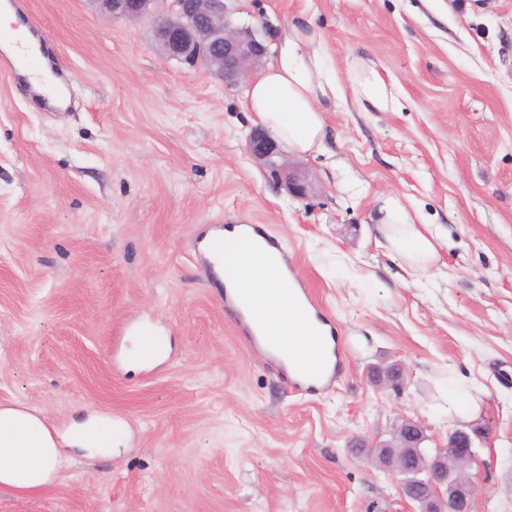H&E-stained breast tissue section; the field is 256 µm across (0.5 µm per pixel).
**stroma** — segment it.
<instances>
[{"label": "stroma", "mask_w": 512, "mask_h": 512, "mask_svg": "<svg viewBox=\"0 0 512 512\" xmlns=\"http://www.w3.org/2000/svg\"><path fill=\"white\" fill-rule=\"evenodd\" d=\"M90 0H17L66 81L52 107L0 48V403L67 427L120 421L111 455H75L0 512H411L372 443L402 419L426 448L453 370L487 392L470 471L474 512H512V0H227V20L274 43L312 21L338 77L372 60L395 112L330 109L295 198L251 157L245 84L161 53L155 22ZM399 193L440 260L410 276L377 242L375 197ZM257 224L294 256L336 327L341 371L317 392L248 343L199 249ZM149 323L164 359L128 366ZM400 369L394 389L372 371Z\"/></svg>", "instance_id": "obj_1"}]
</instances>
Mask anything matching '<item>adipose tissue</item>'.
Returning a JSON list of instances; mask_svg holds the SVG:
<instances>
[{"instance_id":"obj_1","label":"adipose tissue","mask_w":512,"mask_h":512,"mask_svg":"<svg viewBox=\"0 0 512 512\" xmlns=\"http://www.w3.org/2000/svg\"><path fill=\"white\" fill-rule=\"evenodd\" d=\"M330 55L321 36L307 20L287 25L274 46L273 62L250 82L246 105L257 123L267 129L283 150L304 156L322 149L326 138L324 114L336 101L351 100L362 109L396 110L399 91L375 64H363L339 81L329 66ZM378 231L385 248L419 277L438 259L435 238L417 223L405 202L381 194ZM224 267L233 279L229 290L249 304L251 319L264 326L270 345H299L318 329L316 320L293 317L287 309V285L258 253L245 250L233 232L224 234ZM437 407L448 419H468L481 408L482 388L464 387L455 377L440 380ZM112 429L88 415L66 431L57 430L36 410L0 405V492L37 493L52 484L66 468L70 448H93L111 443Z\"/></svg>"}]
</instances>
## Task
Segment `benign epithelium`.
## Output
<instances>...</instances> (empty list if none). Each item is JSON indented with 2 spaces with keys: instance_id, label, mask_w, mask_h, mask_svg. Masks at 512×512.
<instances>
[{
  "instance_id": "7a95c632",
  "label": "benign epithelium",
  "mask_w": 512,
  "mask_h": 512,
  "mask_svg": "<svg viewBox=\"0 0 512 512\" xmlns=\"http://www.w3.org/2000/svg\"><path fill=\"white\" fill-rule=\"evenodd\" d=\"M106 14L136 19L147 13L152 0H91ZM224 0H170L167 15L156 21V40L167 56L188 62L206 60L210 70L227 84H236L261 61L267 48L250 29H233L225 19ZM247 151L262 162L286 192L307 195L308 174L292 163L279 161L277 144L263 129L254 130ZM426 440L417 421L406 418L396 430L397 445L382 444L386 467L401 476V495L419 506V512H474L475 488L470 479L448 467V458H475L474 439L466 427L448 434L445 445L429 456L420 453Z\"/></svg>"
}]
</instances>
